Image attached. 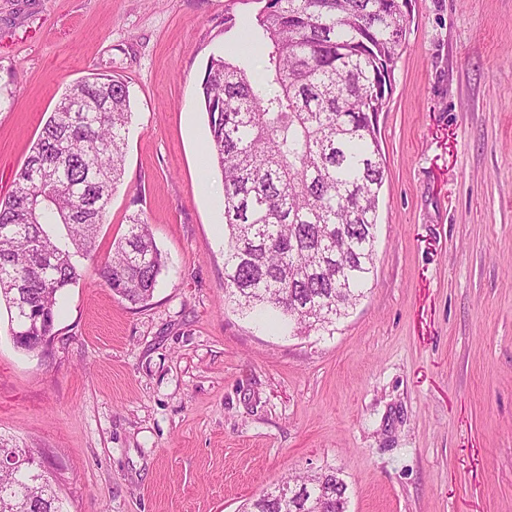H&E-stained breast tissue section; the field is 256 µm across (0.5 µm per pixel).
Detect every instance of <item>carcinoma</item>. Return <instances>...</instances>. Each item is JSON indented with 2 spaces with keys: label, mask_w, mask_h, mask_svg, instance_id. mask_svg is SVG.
<instances>
[{
  "label": "carcinoma",
  "mask_w": 512,
  "mask_h": 512,
  "mask_svg": "<svg viewBox=\"0 0 512 512\" xmlns=\"http://www.w3.org/2000/svg\"><path fill=\"white\" fill-rule=\"evenodd\" d=\"M402 0H266L251 37L262 76L242 56L209 60L201 82L208 153L224 191V288L244 310L278 314L302 333L345 314L375 260L385 179L372 114L390 90L405 44ZM131 119L119 77L71 85L44 123L13 188L0 197V309L10 336L43 317L53 335L58 297L97 258L96 239L124 173ZM165 261L145 213L129 217L104 285L153 297ZM245 512H336L346 487L333 470L284 481ZM0 512H62L50 474L22 463L0 471Z\"/></svg>",
  "instance_id": "obj_1"
}]
</instances>
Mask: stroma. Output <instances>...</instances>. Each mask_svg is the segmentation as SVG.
<instances>
[{"label": "stroma", "mask_w": 512, "mask_h": 512, "mask_svg": "<svg viewBox=\"0 0 512 512\" xmlns=\"http://www.w3.org/2000/svg\"><path fill=\"white\" fill-rule=\"evenodd\" d=\"M259 0H0V196L70 84L127 80L107 255L145 212L166 258L131 304L95 263L53 334L0 320V436L31 449L65 512H243L336 470L347 512H512V0H411L376 127L375 270L325 329L224 295V196L200 85ZM233 27H225V17Z\"/></svg>", "instance_id": "obj_1"}]
</instances>
